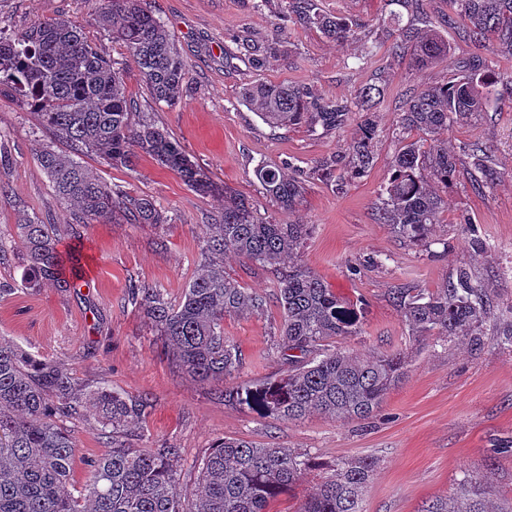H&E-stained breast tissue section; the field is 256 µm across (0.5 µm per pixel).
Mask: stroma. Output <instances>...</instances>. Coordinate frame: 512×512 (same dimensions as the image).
<instances>
[{
	"instance_id": "stroma-1",
	"label": "stroma",
	"mask_w": 512,
	"mask_h": 512,
	"mask_svg": "<svg viewBox=\"0 0 512 512\" xmlns=\"http://www.w3.org/2000/svg\"><path fill=\"white\" fill-rule=\"evenodd\" d=\"M171 33L188 64L187 84L175 105L155 102L123 44L113 41L96 15L98 0H0V25L19 31L37 20L65 17L83 27L98 51L123 64L129 97L140 116L168 130L192 161L216 182L251 200L261 217L311 225L302 249L304 264L337 295L363 301L360 336L350 341L360 354L402 350L410 358L406 379L392 389L376 417L335 421L312 415L279 421L228 406L216 396L217 383L200 382L176 366L170 349L139 310L124 302L130 283L163 288L179 300L203 263L206 226L224 209L222 195H203L151 157L135 169L110 165L92 152L79 160L113 190L154 199L171 223L130 224L122 216L80 226L86 260L81 288L63 292L22 284L21 255L12 251L0 265V340L35 358L59 363L80 388L105 387L152 406L136 427L142 448H180L178 488L191 498L198 466L215 442L243 437L261 444L309 451L318 466L270 505V512H296L336 461L373 460L375 468L362 498V512H422L435 498L451 493L463 473L487 479L499 501L512 500V97L485 115L446 134L448 148L462 153L479 141L490 149L495 175L474 189L467 176L444 194L441 222L427 244L404 242L377 209L401 146L395 107L406 92L449 81L444 64L422 69L393 64L387 29L409 15L399 0H319L329 13L360 20L358 41L337 45L318 30L288 26L277 34L268 11L248 0H148ZM244 34L263 37L269 48L263 68L247 60L224 66L225 52ZM378 41L372 64L360 68L350 58L361 42ZM386 87L374 114L377 125L373 168L338 191L317 169L320 160L346 149L350 132L332 133L301 124L275 128L241 98L249 83L289 82L314 86L326 99H354L364 84ZM8 165H0V240L14 243L24 215L48 224L66 221V209L37 161L39 146L65 150L21 102L0 97V145ZM281 168L302 181L305 193L292 213L273 206L255 176L258 166ZM469 217L465 230L460 217ZM470 271L484 285L494 317L480 345L444 344L410 338L389 299L391 288L408 284L442 287L458 270ZM277 308L262 316H231L224 334L243 350L246 364L236 381L249 384L281 375L284 366L274 345ZM79 451L75 489L87 477L85 459L102 454L94 420H64Z\"/></svg>"
}]
</instances>
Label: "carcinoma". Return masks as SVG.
<instances>
[{
    "mask_svg": "<svg viewBox=\"0 0 512 512\" xmlns=\"http://www.w3.org/2000/svg\"><path fill=\"white\" fill-rule=\"evenodd\" d=\"M415 21L392 33L395 52L410 56L416 67L450 61L452 80L405 95L397 109L400 134L419 131L426 146L409 141L395 156L391 177L378 210L384 223L414 244L428 242L442 198L460 175L459 158L438 138L488 111L499 95L503 76L491 55L512 50V0H448V26L488 55L449 56L448 43L430 28L424 0H402ZM101 25L125 44L153 98L175 104L188 73L170 32L145 0H103ZM295 26L315 28L338 45L358 39L359 23L319 10L316 0H257ZM265 43L245 39L237 52L224 54V67L245 56L263 64ZM0 97H15L37 112L41 123L67 143L66 154L50 145L37 156L55 195L69 213L61 226L36 216L17 224L22 280L34 287L67 290L82 279L81 254L61 251L62 230L123 212L134 224L168 222L146 195L118 194L74 156L94 151L110 164L133 167L147 155L176 172L194 190L214 193L219 187L188 158L176 140L155 123L131 121L132 110L123 74L99 53L82 27L64 18L43 19L10 35L0 27ZM245 101L276 128L306 123L337 132L351 125L353 114L366 113L345 151L320 164L321 171L345 189L375 163L377 128L371 119L385 97V86L367 83L354 100H327L312 86L255 82L243 88ZM467 174L472 185L493 180L486 147L468 145ZM266 196L282 210L299 204L301 183L278 168L256 170ZM205 264L186 285L177 303L155 285H129L125 301L137 307L172 350L188 376L221 382L224 402L246 412L282 421L312 413L334 420H368L385 395L408 374L402 350L360 356L347 346L362 331L365 308L340 299L301 260L309 224H278L257 218L248 199L224 190V211L208 225ZM228 254L270 270L280 309L275 348L288 365L286 373L252 385H233L243 366L239 346L224 335V317L262 315L270 299L224 272ZM392 302L414 336L480 341L489 318L485 289L465 270L435 291L400 287ZM94 408L106 451L87 462L85 493L72 491L78 451L72 434L59 420L84 416ZM151 407V398H126L106 388L84 393L68 372L53 361H38L0 342V512H269L272 500L291 489L315 467L311 453L293 448L225 437L199 464L194 498L181 500L173 446L140 448L126 428ZM375 463L363 458L336 462L298 512H361L364 489ZM422 512H506L493 490L464 479L450 497H440Z\"/></svg>",
    "mask_w": 512,
    "mask_h": 512,
    "instance_id": "carcinoma-1",
    "label": "carcinoma"
}]
</instances>
